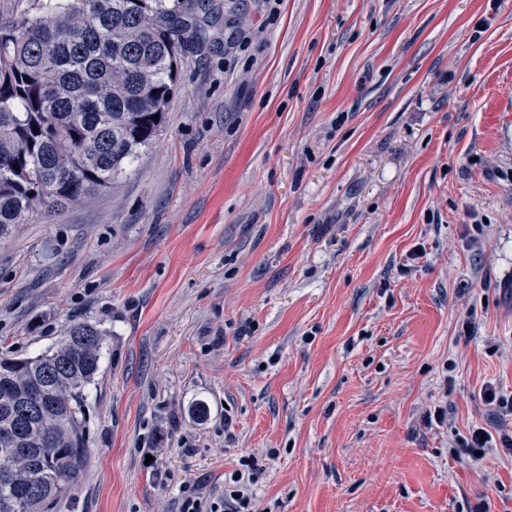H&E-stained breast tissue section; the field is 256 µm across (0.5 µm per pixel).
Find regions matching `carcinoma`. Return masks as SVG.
I'll list each match as a JSON object with an SVG mask.
<instances>
[{"instance_id": "cac0c4a2", "label": "carcinoma", "mask_w": 512, "mask_h": 512, "mask_svg": "<svg viewBox=\"0 0 512 512\" xmlns=\"http://www.w3.org/2000/svg\"><path fill=\"white\" fill-rule=\"evenodd\" d=\"M25 2L0 20V237L118 181L164 127L202 38L180 0ZM102 348L79 322L54 351L0 357V512H40L78 483Z\"/></svg>"}]
</instances>
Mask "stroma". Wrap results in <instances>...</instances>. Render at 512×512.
<instances>
[{
    "instance_id": "1",
    "label": "stroma",
    "mask_w": 512,
    "mask_h": 512,
    "mask_svg": "<svg viewBox=\"0 0 512 512\" xmlns=\"http://www.w3.org/2000/svg\"><path fill=\"white\" fill-rule=\"evenodd\" d=\"M205 4L126 175L0 238V354L103 333L42 512L207 507L248 454L261 510L512 512V454L449 451L512 436V0ZM481 436L486 437V440H482ZM454 444L455 446L450 448L452 455L469 461L479 460L488 451L498 450L492 434L482 427L473 428L468 437L458 440ZM475 452H480V456H476Z\"/></svg>"
}]
</instances>
